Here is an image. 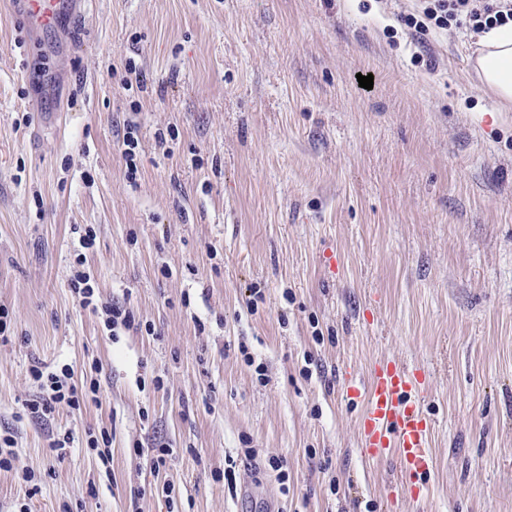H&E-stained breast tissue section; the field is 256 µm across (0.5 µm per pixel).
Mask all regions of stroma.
Segmentation results:
<instances>
[{"label":"stroma","instance_id":"35a3bbf8","mask_svg":"<svg viewBox=\"0 0 512 512\" xmlns=\"http://www.w3.org/2000/svg\"><path fill=\"white\" fill-rule=\"evenodd\" d=\"M420 7L85 0L30 44L0 0V432L40 481L0 473V512H512V105L470 65L478 34L416 36ZM81 253L97 304L150 332L80 305ZM383 359L431 372L416 501L359 450L348 387ZM34 363L99 364L97 400L25 415ZM103 425L107 465L84 442ZM134 134L135 129L132 126H127L122 140V145L125 147L122 152L126 166L125 176L131 182L136 181L138 174V166L135 161L138 139ZM107 315L104 320V326L109 331L110 336H118L120 330L130 329L134 324L135 318L127 307L118 303H112L105 306Z\"/></svg>","mask_w":512,"mask_h":512}]
</instances>
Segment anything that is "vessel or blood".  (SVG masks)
<instances>
[{
    "label": "vessel or blood",
    "instance_id": "obj_1",
    "mask_svg": "<svg viewBox=\"0 0 512 512\" xmlns=\"http://www.w3.org/2000/svg\"><path fill=\"white\" fill-rule=\"evenodd\" d=\"M81 5L82 0H22V11L28 30L35 34L62 24ZM427 394L426 372L383 361L368 373L360 417L361 452L396 458L404 490L425 484L435 468L430 451L435 424L424 411Z\"/></svg>",
    "mask_w": 512,
    "mask_h": 512
}]
</instances>
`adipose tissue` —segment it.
I'll return each mask as SVG.
<instances>
[{
  "mask_svg": "<svg viewBox=\"0 0 512 512\" xmlns=\"http://www.w3.org/2000/svg\"><path fill=\"white\" fill-rule=\"evenodd\" d=\"M481 43L476 69L485 87L501 100L512 102V25L490 29Z\"/></svg>",
  "mask_w": 512,
  "mask_h": 512,
  "instance_id": "ef3b65f1",
  "label": "adipose tissue"
}]
</instances>
